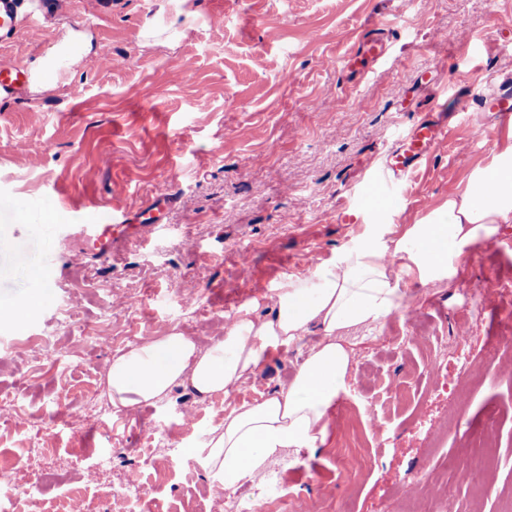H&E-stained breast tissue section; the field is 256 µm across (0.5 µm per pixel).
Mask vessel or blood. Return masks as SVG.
Here are the masks:
<instances>
[{"instance_id":"vessel-or-blood-1","label":"vessel or blood","mask_w":512,"mask_h":512,"mask_svg":"<svg viewBox=\"0 0 512 512\" xmlns=\"http://www.w3.org/2000/svg\"><path fill=\"white\" fill-rule=\"evenodd\" d=\"M20 27L18 0H0V46L12 44ZM389 47L388 35L377 30L369 32L360 39L356 52L345 58L344 68L351 72L362 71L368 66L382 63L388 57ZM30 81L31 76L26 70L0 61V100L20 97ZM466 109L470 112H495L503 122H511L512 81L502 80L492 89L472 95ZM445 132L444 122L435 118L416 120L401 130L396 139V148L380 158L375 173L368 179L367 196L383 199L390 189L400 188L408 182ZM171 206L170 197L159 196L145 207L142 221H134L128 213L122 212L108 214L106 221L97 224L81 225L85 254L104 258L120 241L162 233L165 229L162 219ZM18 263L25 275L46 277L52 272L56 257L47 253L34 259L23 256Z\"/></svg>"}]
</instances>
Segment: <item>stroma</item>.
<instances>
[{
  "instance_id": "stroma-1",
  "label": "stroma",
  "mask_w": 512,
  "mask_h": 512,
  "mask_svg": "<svg viewBox=\"0 0 512 512\" xmlns=\"http://www.w3.org/2000/svg\"><path fill=\"white\" fill-rule=\"evenodd\" d=\"M187 7L195 18L176 24L157 0H117L102 16L67 0L0 48V60L25 67L67 30H90L97 46L56 91L0 100V302L19 315L0 322V474L24 484L20 512H68L75 493L103 512L106 491L135 465L143 487L127 491L132 512H225L195 450L234 405L288 380L302 352L270 349L254 377L211 401L178 388L118 414L103 395L109 361L174 327L213 343L234 316L266 315L272 288L308 273V253L324 264L359 243L376 221L363 182L432 104L448 111V134L389 209L388 229L421 223L512 142L497 113L455 118L460 85L479 91L512 74V0ZM169 26L173 43L145 45L144 29ZM374 28L390 35V57L365 75L344 71ZM160 195L173 200L167 235L118 243L107 260L61 258L45 286L18 275L17 256L57 247L45 213L89 224ZM241 258L247 283L233 275ZM495 275L512 279V224L454 280L409 283L406 308L357 340L327 444L269 467L288 501L279 512L297 498L309 512H507L512 345L500 338L512 297L487 294L477 315L465 294ZM176 288L191 308L180 310ZM45 415L56 419L48 449ZM49 468L59 472L51 483Z\"/></svg>"
}]
</instances>
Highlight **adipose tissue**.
Instances as JSON below:
<instances>
[{
	"label": "adipose tissue",
	"mask_w": 512,
	"mask_h": 512,
	"mask_svg": "<svg viewBox=\"0 0 512 512\" xmlns=\"http://www.w3.org/2000/svg\"><path fill=\"white\" fill-rule=\"evenodd\" d=\"M91 49L90 38L79 34L32 61V93L55 90L45 74L75 72ZM511 223L512 145L473 167L463 189L425 222L404 225L389 237L372 230L335 262L284 278L270 316L238 317L205 349L174 329L112 359L106 371L112 408L118 413L159 402L178 387L203 401L225 395L256 375L269 349H302L304 359L289 382L260 402L232 407L198 450L213 486H262L270 463L286 451L326 444L332 412L352 375L346 344L351 333L383 328L405 306L407 281L454 278L473 250ZM315 332L319 340L307 344Z\"/></svg>",
	"instance_id": "ef3b65f1"
}]
</instances>
